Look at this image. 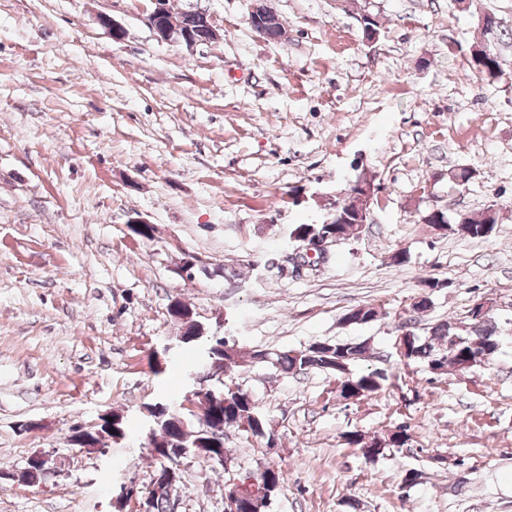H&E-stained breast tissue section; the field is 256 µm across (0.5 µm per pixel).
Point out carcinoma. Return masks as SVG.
Segmentation results:
<instances>
[{"mask_svg":"<svg viewBox=\"0 0 512 512\" xmlns=\"http://www.w3.org/2000/svg\"><path fill=\"white\" fill-rule=\"evenodd\" d=\"M472 67L482 75L494 77L500 70L498 57L489 46H479L472 53ZM355 211L340 208L336 213L334 224H297L291 229L290 238L298 239L315 230L330 233L339 230L347 239L355 230ZM465 225L455 222L445 225L442 234H460L474 239H488L497 224L496 213L489 210L480 216L464 215ZM376 317V309L371 305H362L350 309L343 316L349 324H365ZM457 338L453 355H448V337ZM214 359L224 363V371L239 367L245 362L244 356L236 343L220 336L210 341ZM497 327L493 316L482 321L466 322L445 321L432 327V339L426 340L416 334L405 337V351L401 357L408 363H423L437 374H445L448 368L465 372L482 366L493 358L498 351ZM370 350L368 342L329 343L313 342L302 350L281 351L271 354L273 364L286 374L305 371H319L338 377L339 397L348 400H362L373 396L383 389L389 380L388 373L374 369L360 374L351 372V366L364 359ZM195 402L204 410L207 426L194 424L187 415L174 413L161 404L156 403L148 408L151 412L153 427L150 431V445L155 448L153 455L156 468L161 470L168 466L171 453L178 448H209L218 455L224 456V470L230 471L234 458L224 442V430L244 428L253 437L266 441L271 446L275 440L273 429L268 419L248 390L236 393L229 387L213 393L199 392L195 394ZM108 438L122 439L126 435L124 416L116 412L111 418H102V423L90 430L88 445L98 441L96 432ZM411 439L406 425L397 427L385 438L369 436L358 430L344 434L345 444L362 450L363 455L376 460L387 455L393 448H402ZM270 487L267 492L251 494L241 501L238 512H267L270 503L267 496H276L282 484L280 467L269 468ZM148 512H173L168 491L151 490L145 503Z\"/></svg>","mask_w":512,"mask_h":512,"instance_id":"carcinoma-1","label":"carcinoma"}]
</instances>
